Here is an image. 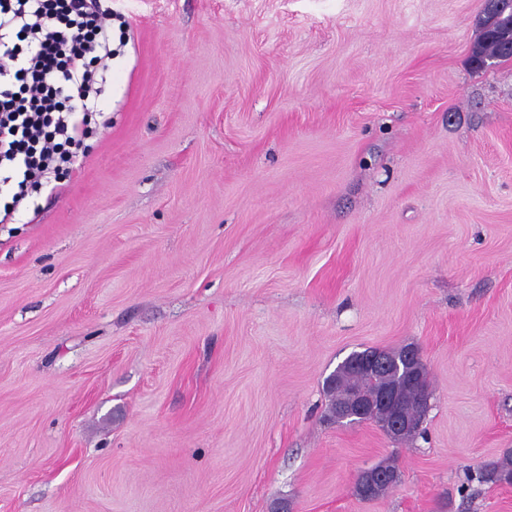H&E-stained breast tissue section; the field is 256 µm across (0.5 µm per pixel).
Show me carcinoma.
I'll list each match as a JSON object with an SVG mask.
<instances>
[{
	"instance_id": "cac0c4a2",
	"label": "carcinoma",
	"mask_w": 512,
	"mask_h": 512,
	"mask_svg": "<svg viewBox=\"0 0 512 512\" xmlns=\"http://www.w3.org/2000/svg\"><path fill=\"white\" fill-rule=\"evenodd\" d=\"M490 5H485L478 19L479 37L471 54V63L485 57L498 60L511 57L512 53L505 51L504 43L490 32L484 31ZM406 348L397 350H380L368 348L355 351L337 368L336 373L326 379L323 391L329 399V418L336 419L337 408L346 404L352 391L357 390L370 396L378 392L384 385L399 373L405 374L409 365L405 360ZM377 355L385 363L383 370H371L365 367V361L370 356ZM481 479L485 482L500 485H512V448H506L494 460L483 467ZM396 481L387 476L377 477L362 492L356 493L362 500H372L387 495L395 486Z\"/></svg>"
}]
</instances>
